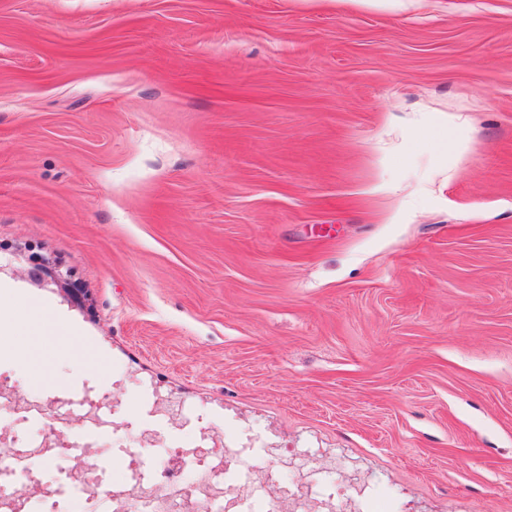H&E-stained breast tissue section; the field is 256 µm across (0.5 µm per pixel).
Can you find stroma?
<instances>
[{
	"label": "stroma",
	"mask_w": 512,
	"mask_h": 512,
	"mask_svg": "<svg viewBox=\"0 0 512 512\" xmlns=\"http://www.w3.org/2000/svg\"><path fill=\"white\" fill-rule=\"evenodd\" d=\"M0 337L17 395L104 402L59 440L112 479L257 432L512 512V0H0ZM28 280L41 288L54 286L62 291L71 303H79L83 298V290L75 281L64 276L58 269L52 268L46 263H32L26 270Z\"/></svg>",
	"instance_id": "obj_1"
}]
</instances>
